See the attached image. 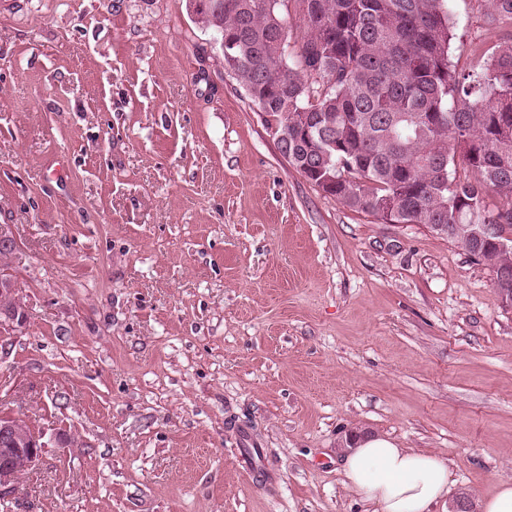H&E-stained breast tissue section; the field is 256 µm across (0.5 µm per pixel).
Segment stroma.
Instances as JSON below:
<instances>
[{"label": "stroma", "mask_w": 512, "mask_h": 512, "mask_svg": "<svg viewBox=\"0 0 512 512\" xmlns=\"http://www.w3.org/2000/svg\"><path fill=\"white\" fill-rule=\"evenodd\" d=\"M448 12L454 56L496 40ZM0 224V415L47 442L6 512H367L352 434L447 461L433 512L512 479L491 269L306 181L186 0H0ZM14 280L3 281V286L0 284V296H4L0 299L1 306H13L18 300L11 295L16 292V286H14ZM0 306V329L1 331L7 332L9 335L19 331H23L26 328L27 319L24 313L20 309H6Z\"/></svg>", "instance_id": "1"}]
</instances>
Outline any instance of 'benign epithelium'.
<instances>
[{
	"mask_svg": "<svg viewBox=\"0 0 512 512\" xmlns=\"http://www.w3.org/2000/svg\"><path fill=\"white\" fill-rule=\"evenodd\" d=\"M26 324L21 310L0 306V330L14 334ZM44 437L22 418L0 415V495L8 494L19 476L37 464L47 446Z\"/></svg>",
	"mask_w": 512,
	"mask_h": 512,
	"instance_id": "7a95c632",
	"label": "benign epithelium"
}]
</instances>
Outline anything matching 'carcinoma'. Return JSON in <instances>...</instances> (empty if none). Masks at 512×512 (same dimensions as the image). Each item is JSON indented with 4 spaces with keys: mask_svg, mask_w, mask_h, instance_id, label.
Listing matches in <instances>:
<instances>
[{
    "mask_svg": "<svg viewBox=\"0 0 512 512\" xmlns=\"http://www.w3.org/2000/svg\"><path fill=\"white\" fill-rule=\"evenodd\" d=\"M484 2L493 24L512 22V0ZM192 20L232 38L224 67L278 149L288 134L290 166L381 224L439 225L512 306V250L476 237L493 224L512 242V31L475 45L472 79L448 0H196Z\"/></svg>",
    "mask_w": 512,
    "mask_h": 512,
    "instance_id": "cac0c4a2",
    "label": "carcinoma"
}]
</instances>
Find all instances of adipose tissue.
I'll list each match as a JSON object with an SVG mask.
<instances>
[{"mask_svg": "<svg viewBox=\"0 0 512 512\" xmlns=\"http://www.w3.org/2000/svg\"><path fill=\"white\" fill-rule=\"evenodd\" d=\"M342 476L372 512H430L448 493L446 461L381 435L362 436L348 448Z\"/></svg>", "mask_w": 512, "mask_h": 512, "instance_id": "1", "label": "adipose tissue"}]
</instances>
